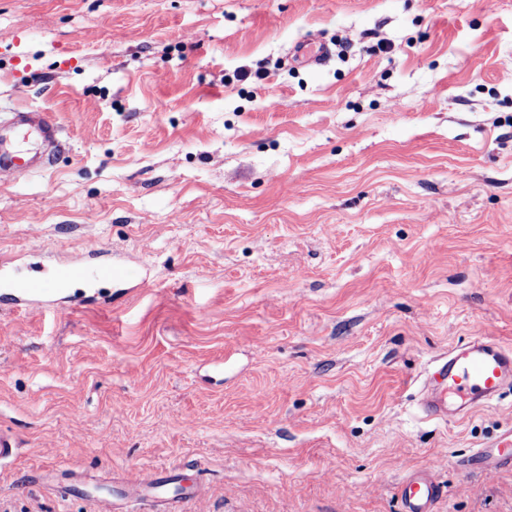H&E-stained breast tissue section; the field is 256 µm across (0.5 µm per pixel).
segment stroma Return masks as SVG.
<instances>
[{
	"instance_id": "stroma-1",
	"label": "stroma",
	"mask_w": 512,
	"mask_h": 512,
	"mask_svg": "<svg viewBox=\"0 0 512 512\" xmlns=\"http://www.w3.org/2000/svg\"><path fill=\"white\" fill-rule=\"evenodd\" d=\"M15 108L62 148L0 178V268L129 277L0 296V512L169 468L181 512H403L418 471L512 512V467L464 465L512 393L417 407L452 346L512 347V0H0ZM85 270L80 264L67 263L56 267L49 283L39 278L28 279L22 283L14 284L10 288V296L17 304L33 305L41 303L48 294L63 293L66 288L78 280L83 279Z\"/></svg>"
}]
</instances>
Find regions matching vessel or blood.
Wrapping results in <instances>:
<instances>
[{
    "label": "vessel or blood",
    "mask_w": 512,
    "mask_h": 512,
    "mask_svg": "<svg viewBox=\"0 0 512 512\" xmlns=\"http://www.w3.org/2000/svg\"><path fill=\"white\" fill-rule=\"evenodd\" d=\"M20 133L36 136L43 152L30 156L19 149L15 138ZM60 134L58 124L49 114L29 109L15 111L10 122L0 127V176L20 177L45 170L60 145ZM84 276L80 264L67 263L56 267L51 281L32 278L14 285L10 294L16 303L38 304L48 295L65 292ZM510 388L512 349L476 337L450 348L438 359L419 392L418 406L429 420L450 416L465 419L476 409L491 406ZM472 463L487 475L512 467V429L479 449ZM178 479L174 470L125 474L121 480L123 493L112 502L113 512H130L132 505L139 503L148 504L151 512H175L176 501L166 489ZM400 495L405 512H433L442 489L429 473L418 472L402 483Z\"/></svg>",
    "instance_id": "obj_1"
}]
</instances>
